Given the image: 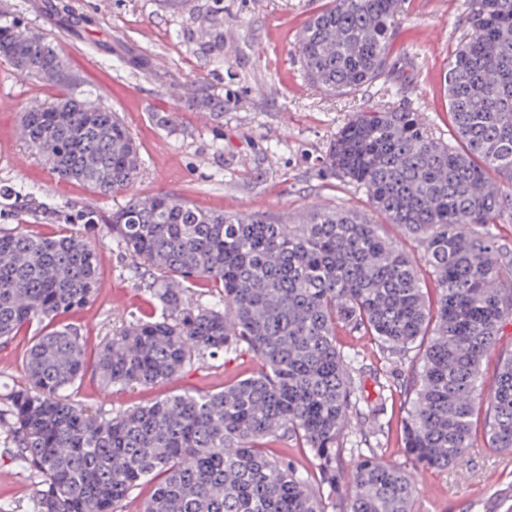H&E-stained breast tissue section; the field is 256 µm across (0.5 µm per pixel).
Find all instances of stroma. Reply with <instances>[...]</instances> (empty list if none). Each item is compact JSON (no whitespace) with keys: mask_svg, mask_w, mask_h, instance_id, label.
Here are the masks:
<instances>
[{"mask_svg":"<svg viewBox=\"0 0 512 512\" xmlns=\"http://www.w3.org/2000/svg\"><path fill=\"white\" fill-rule=\"evenodd\" d=\"M326 0H224V45L219 57L201 52L208 32L190 5L174 9L165 0H0V12L56 36L71 70L91 102L117 112L141 151V169L127 190L104 197L56 178L43 160L28 155L19 133L22 112L61 95L0 62V231L33 234L86 232L101 264L97 299L67 316L95 355L114 326L139 311L150 292L105 225L87 229V212L111 213L135 196L160 190L187 196L202 208L293 221L311 209L348 208L376 220L366 192L323 167L337 131L370 106H390L382 82L336 97L305 78L295 51L304 22ZM469 0H407L395 20L391 83L397 100L421 113L445 142L454 134L444 94L448 61L466 36ZM149 58L151 67H128L116 44ZM224 96V117L188 107L198 85ZM24 161L22 169L10 165ZM31 335L0 344V399L24 387L23 357ZM336 344L357 353L364 390L381 400L389 430L372 442L378 453L416 476L413 512H512V451L485 449L475 438L446 471L422 470L404 453L399 427L407 406L402 390L422 368L418 350L383 351L375 337L336 328ZM260 362L245 355L227 362L206 360L148 388H105L93 369L70 389L71 396L111 414L182 391L218 392L256 374ZM388 391H379V384ZM16 448L0 428V497L26 502L37 477L14 461Z\"/></svg>","mask_w":512,"mask_h":512,"instance_id":"obj_1","label":"stroma"}]
</instances>
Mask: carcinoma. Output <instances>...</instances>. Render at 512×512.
Listing matches in <instances>:
<instances>
[{
	"mask_svg": "<svg viewBox=\"0 0 512 512\" xmlns=\"http://www.w3.org/2000/svg\"><path fill=\"white\" fill-rule=\"evenodd\" d=\"M403 4L327 0L297 35L304 75L336 95L388 74ZM194 10L213 33L207 51L219 49L223 0ZM467 25L444 79L459 145L439 141L405 105L369 107L324 159L420 242L432 299L384 225L353 210L316 208L283 224L168 192L132 197L108 227L151 272L162 312L147 304L113 328L95 358L101 382L152 387L219 355L251 354L261 369L217 393L187 391L105 416L70 397L87 360L82 337L63 322L98 296L96 245L81 233H0V341L42 329L24 357L27 385L0 409L16 464L40 489L24 505L1 497L0 512H122L145 482L152 488L139 512H412L415 482L371 447L357 453L349 493L336 498L350 415L381 427L354 375L356 355L336 345L339 323L384 349H422L401 431L416 464L452 466L472 447L480 409L488 448L512 449V349L500 354L495 388L481 385L483 358L512 325V245L497 233L512 223V0H470ZM0 60L65 91L21 114L30 154L103 196L137 179V141L116 113L78 98L54 38L0 17ZM189 103L224 117V100L210 91ZM280 432L308 464L268 452L264 443Z\"/></svg>",
	"mask_w": 512,
	"mask_h": 512,
	"instance_id": "cac0c4a2",
	"label": "carcinoma"
}]
</instances>
